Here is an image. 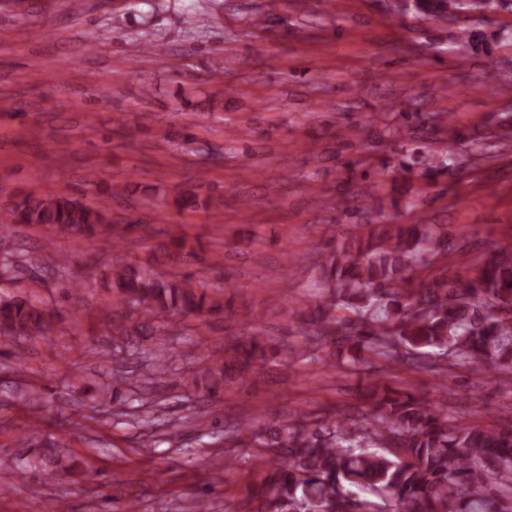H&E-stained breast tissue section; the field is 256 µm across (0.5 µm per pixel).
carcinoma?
Returning a JSON list of instances; mask_svg holds the SVG:
<instances>
[{
    "label": "carcinoma",
    "mask_w": 512,
    "mask_h": 512,
    "mask_svg": "<svg viewBox=\"0 0 512 512\" xmlns=\"http://www.w3.org/2000/svg\"><path fill=\"white\" fill-rule=\"evenodd\" d=\"M460 12L496 11L500 0L477 6L468 0H413L421 18ZM475 55L487 35L475 27L452 32ZM422 163L429 181L455 161L462 139L452 112L429 116ZM368 187L356 200L389 185L397 190L406 172L368 160ZM93 203L66 191L29 194L7 210L20 224L92 236L112 227L111 200ZM451 254L452 258L445 257ZM322 300L301 314L297 330L308 345L348 346L341 373L369 382V409L360 422L302 416L260 428L235 423L224 442L262 448L259 485L244 488L254 512H512V418L500 424L456 425L446 409L389 378L390 366L408 364L433 374L448 389L452 369L491 372L512 381V248L474 260L467 245L448 247L440 225L420 218L412 224L386 216L360 225L342 245L317 260ZM108 306L134 309L156 331L175 329L185 314L201 321L224 312L191 274L165 277L129 265L100 274ZM59 322L57 310L37 295L0 296V341L45 336ZM240 372L266 357L258 336L234 347Z\"/></svg>",
    "instance_id": "carcinoma-1"
}]
</instances>
